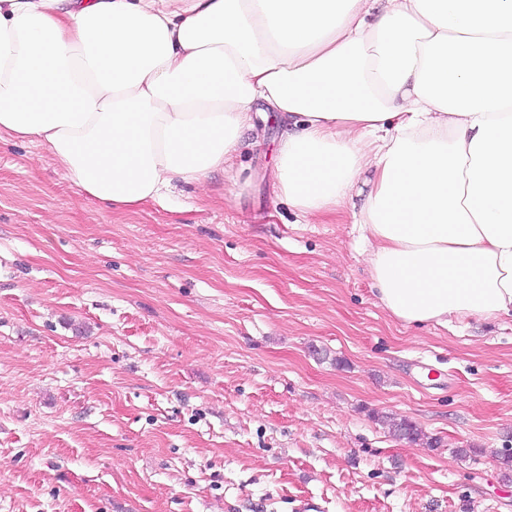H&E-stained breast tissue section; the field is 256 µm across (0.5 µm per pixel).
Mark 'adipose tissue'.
Wrapping results in <instances>:
<instances>
[{
    "instance_id": "1",
    "label": "adipose tissue",
    "mask_w": 512,
    "mask_h": 512,
    "mask_svg": "<svg viewBox=\"0 0 512 512\" xmlns=\"http://www.w3.org/2000/svg\"><path fill=\"white\" fill-rule=\"evenodd\" d=\"M262 110L298 213L363 193L393 317H512V0H0V137L111 208L204 186Z\"/></svg>"
}]
</instances>
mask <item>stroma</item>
Instances as JSON below:
<instances>
[{"label": "stroma", "mask_w": 512, "mask_h": 512, "mask_svg": "<svg viewBox=\"0 0 512 512\" xmlns=\"http://www.w3.org/2000/svg\"><path fill=\"white\" fill-rule=\"evenodd\" d=\"M278 134L170 210L0 142V512H512V319L391 316L350 213L274 194ZM380 422L388 427L389 431L400 439H405L410 443H420L424 441V435L418 427L405 419H397L393 416L381 415Z\"/></svg>", "instance_id": "obj_1"}]
</instances>
